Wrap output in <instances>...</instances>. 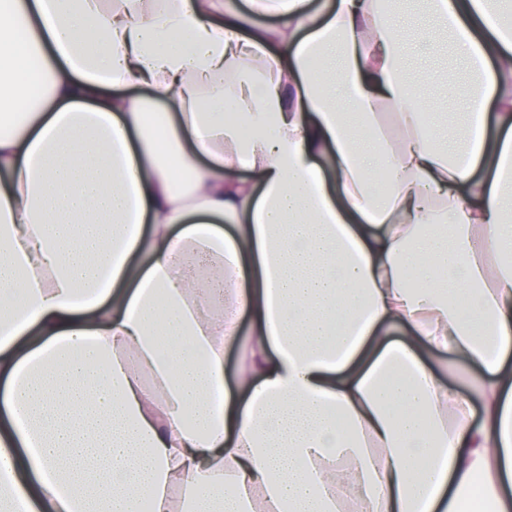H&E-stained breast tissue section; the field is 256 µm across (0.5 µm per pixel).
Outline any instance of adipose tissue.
<instances>
[{"label":"adipose tissue","mask_w":512,"mask_h":512,"mask_svg":"<svg viewBox=\"0 0 512 512\" xmlns=\"http://www.w3.org/2000/svg\"><path fill=\"white\" fill-rule=\"evenodd\" d=\"M428 3L448 139L383 0H0V512H512V0ZM427 359L429 363L436 368L444 384H449L457 391L465 394L469 392L468 379L471 373H473L472 368H461L454 373H448L447 369H445V364L448 360L447 354L440 355L438 353H433L428 356Z\"/></svg>","instance_id":"adipose-tissue-1"}]
</instances>
